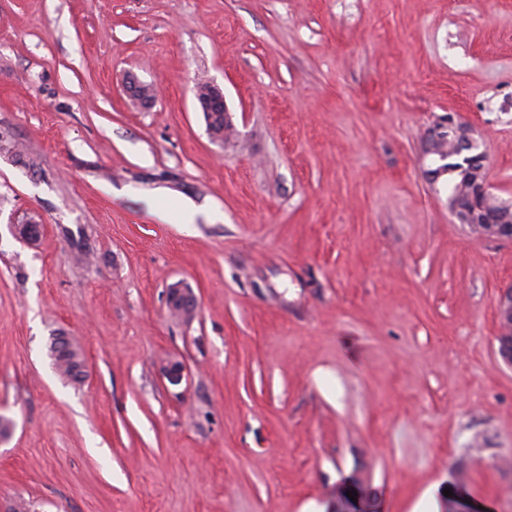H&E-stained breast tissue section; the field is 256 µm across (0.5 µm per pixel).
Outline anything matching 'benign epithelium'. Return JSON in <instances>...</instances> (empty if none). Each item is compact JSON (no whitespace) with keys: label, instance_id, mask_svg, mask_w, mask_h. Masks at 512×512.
Segmentation results:
<instances>
[{"label":"benign epithelium","instance_id":"7a95c632","mask_svg":"<svg viewBox=\"0 0 512 512\" xmlns=\"http://www.w3.org/2000/svg\"><path fill=\"white\" fill-rule=\"evenodd\" d=\"M207 95L216 100L224 116V134L232 131L229 121V109L225 102L223 92L211 85ZM453 129V144L447 149L443 143L442 132L445 126ZM424 153L432 158L433 166L424 170L425 177L433 182L441 177H448V181L455 186L457 195H468V198H490L492 194L485 175L487 154L482 144L475 136V130L467 122L460 119L443 121L430 128L424 139ZM456 155L464 160L459 167H444L443 162L447 154ZM451 212L460 224H474L479 227L478 238L494 240H512V205L503 203L504 215L493 222L485 219L476 208L463 206L458 202L450 204ZM14 236L24 242H34L41 235L39 224H15L12 226ZM169 312L174 316L192 318L197 312V300L191 289L187 287H173L167 295ZM496 320L499 328L497 336L498 354L503 362L512 367V289L506 290L498 303ZM331 512H377L375 500L356 497L351 500L347 492L339 491L334 499Z\"/></svg>","mask_w":512,"mask_h":512}]
</instances>
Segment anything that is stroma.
Listing matches in <instances>:
<instances>
[{
  "instance_id": "1",
  "label": "stroma",
  "mask_w": 512,
  "mask_h": 512,
  "mask_svg": "<svg viewBox=\"0 0 512 512\" xmlns=\"http://www.w3.org/2000/svg\"><path fill=\"white\" fill-rule=\"evenodd\" d=\"M447 115L512 201V0H0V502L512 512V242L425 178ZM450 203V210L459 224H475L479 228L478 239L512 240V205L503 203L504 215L496 222L485 219L477 208L462 206L458 201ZM169 312L181 318H193L197 312V300L191 289L187 287H173L167 295ZM496 320L499 328L498 354L503 362L512 367V289L506 290L498 303ZM56 341L53 340L50 345L51 355L53 353L54 362L60 373L66 377L71 383L80 384L84 381L85 378L79 377V372L76 371L81 365L83 358L80 349L71 342L73 349L66 354L55 355L56 349L55 347ZM347 492L351 491L336 492V498L334 499V506L331 512H378L374 499H365L361 498L359 495H355L356 502H353L347 496ZM351 495H354V493L351 492Z\"/></svg>"
}]
</instances>
